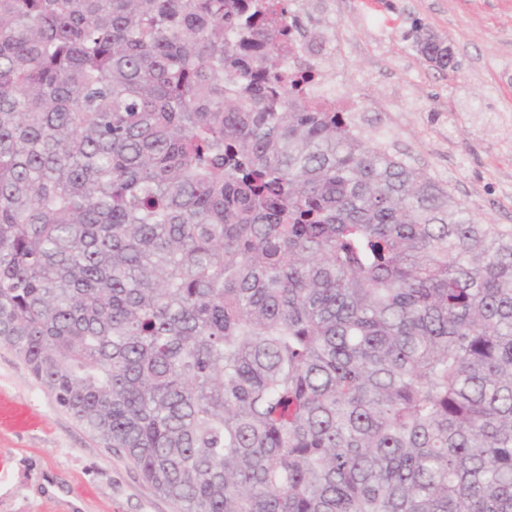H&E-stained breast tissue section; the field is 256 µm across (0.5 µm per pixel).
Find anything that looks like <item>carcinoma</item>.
I'll return each mask as SVG.
<instances>
[{
  "instance_id": "obj_1",
  "label": "carcinoma",
  "mask_w": 512,
  "mask_h": 512,
  "mask_svg": "<svg viewBox=\"0 0 512 512\" xmlns=\"http://www.w3.org/2000/svg\"><path fill=\"white\" fill-rule=\"evenodd\" d=\"M290 2L0 0V346L181 512H512V225L301 97Z\"/></svg>"
}]
</instances>
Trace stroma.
<instances>
[{"mask_svg":"<svg viewBox=\"0 0 512 512\" xmlns=\"http://www.w3.org/2000/svg\"><path fill=\"white\" fill-rule=\"evenodd\" d=\"M311 59L336 78L348 117L468 204L512 225V0H293ZM453 46L435 70L408 34ZM0 512H179L103 447L22 361L0 347Z\"/></svg>","mask_w":512,"mask_h":512,"instance_id":"1","label":"stroma"}]
</instances>
